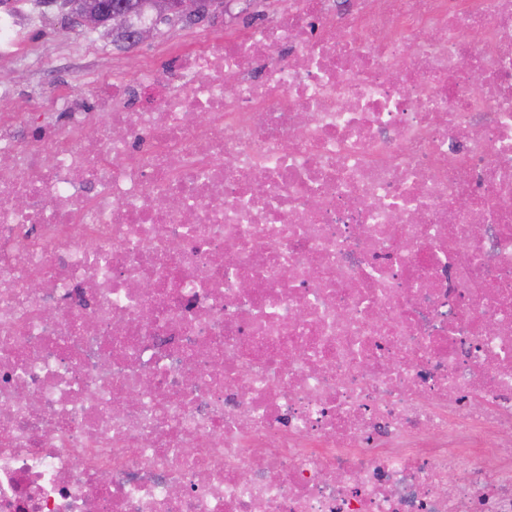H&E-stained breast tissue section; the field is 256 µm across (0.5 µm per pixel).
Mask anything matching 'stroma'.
Here are the masks:
<instances>
[{
    "label": "stroma",
    "mask_w": 512,
    "mask_h": 512,
    "mask_svg": "<svg viewBox=\"0 0 512 512\" xmlns=\"http://www.w3.org/2000/svg\"><path fill=\"white\" fill-rule=\"evenodd\" d=\"M16 23L26 46L16 55L0 54V70L12 75L0 82V113L30 98L87 95L113 80L134 79L144 66L166 67L171 52L217 44L231 33L218 9L200 23L158 24L150 41L127 49L113 45L111 29L70 26L55 8L17 13Z\"/></svg>",
    "instance_id": "35a3bbf8"
}]
</instances>
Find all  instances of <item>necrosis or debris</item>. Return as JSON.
<instances>
[{
  "label": "necrosis or debris",
  "instance_id": "4bbe7bcc",
  "mask_svg": "<svg viewBox=\"0 0 512 512\" xmlns=\"http://www.w3.org/2000/svg\"><path fill=\"white\" fill-rule=\"evenodd\" d=\"M48 104L0 113V512H512V0H288Z\"/></svg>",
  "mask_w": 512,
  "mask_h": 512
}]
</instances>
